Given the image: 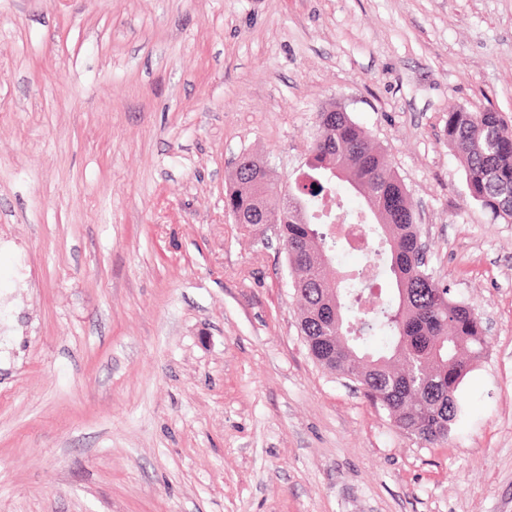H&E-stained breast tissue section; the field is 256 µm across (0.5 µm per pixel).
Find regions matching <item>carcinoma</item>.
<instances>
[{"label": "carcinoma", "instance_id": "1", "mask_svg": "<svg viewBox=\"0 0 512 512\" xmlns=\"http://www.w3.org/2000/svg\"><path fill=\"white\" fill-rule=\"evenodd\" d=\"M318 121L320 132L305 163L312 184L297 192V205L279 224L301 306V333L327 358L323 367L356 378L399 430L429 444L445 442L460 409V384L488 347L482 318L453 300L418 257L414 205L368 132L345 112L327 109ZM448 145L460 155L469 198L511 224L512 126L492 109L452 111ZM259 172L257 162L241 157L226 198V206L248 226L264 223L279 209V192L274 184L261 183ZM349 191L361 195L364 211L346 218L364 224L378 242L368 262L387 267L391 275L390 287L373 298L368 312L360 311L368 297L360 279L334 285L328 277L327 260H336L345 243L329 233L332 216L323 214V200L331 198L340 210ZM333 295L351 316L365 319L360 328L350 331L345 318L332 319Z\"/></svg>", "mask_w": 512, "mask_h": 512}]
</instances>
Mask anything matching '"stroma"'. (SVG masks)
<instances>
[{
	"label": "stroma",
	"mask_w": 512,
	"mask_h": 512,
	"mask_svg": "<svg viewBox=\"0 0 512 512\" xmlns=\"http://www.w3.org/2000/svg\"><path fill=\"white\" fill-rule=\"evenodd\" d=\"M331 103L494 323L446 442L312 359L277 226L225 211ZM456 109L512 125V0H0V512H512V224ZM448 144L460 155L469 198L512 223V126L499 112L448 113Z\"/></svg>",
	"instance_id": "1"
}]
</instances>
